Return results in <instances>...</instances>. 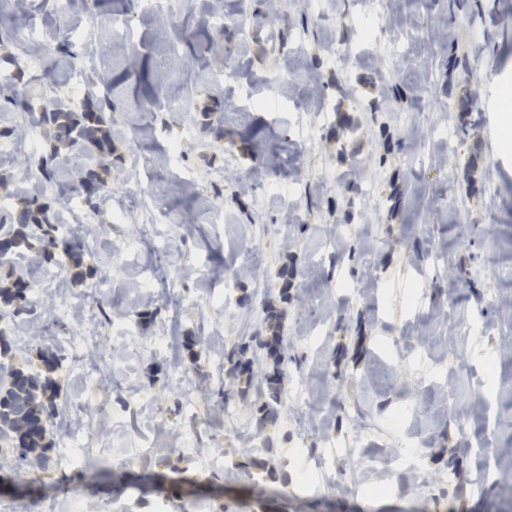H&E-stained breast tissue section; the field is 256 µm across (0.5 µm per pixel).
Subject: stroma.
<instances>
[{"mask_svg": "<svg viewBox=\"0 0 512 512\" xmlns=\"http://www.w3.org/2000/svg\"><path fill=\"white\" fill-rule=\"evenodd\" d=\"M27 4L0 13V75L75 112L108 98L112 168L94 206L63 168L42 194L70 196L67 223L106 235L87 248L83 281L65 260L22 266L30 283L58 274L63 286L35 302L39 332L17 358L40 367L42 348L88 330L112 352L95 396L70 361L57 370L55 402L89 423L91 446L62 466L52 433L22 512L46 500L69 512L77 488L86 512H159L113 481L195 476L178 433L214 461L209 483L179 491L186 512H512V291L493 290L487 264L512 255V165L500 163L512 112L484 120L488 94L512 81V0H174L170 14L145 0ZM24 18L40 57L9 38ZM75 29L83 39L59 50ZM5 128L18 148L0 150L2 218L49 149L45 127L6 104ZM149 184L168 223L146 221ZM95 287L80 318L50 314ZM276 333L306 401L282 399L262 426L270 369L250 344ZM213 336L227 352L247 346L246 373L214 371L202 345ZM399 413L410 436L391 428ZM482 442L496 451L493 481Z\"/></svg>", "mask_w": 512, "mask_h": 512, "instance_id": "35a3bbf8", "label": "stroma"}]
</instances>
